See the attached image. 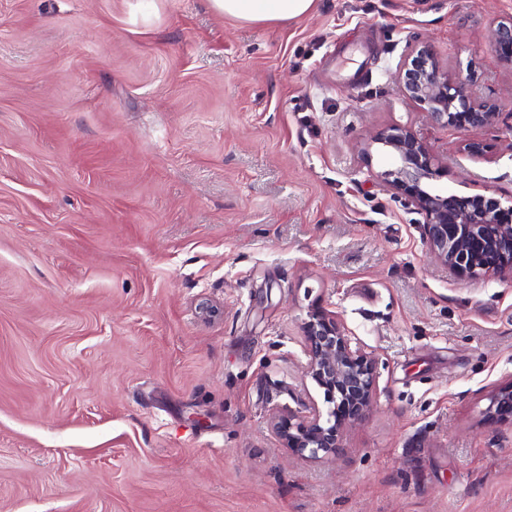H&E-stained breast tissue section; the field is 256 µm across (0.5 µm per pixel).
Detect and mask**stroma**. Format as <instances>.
<instances>
[{"mask_svg": "<svg viewBox=\"0 0 512 512\" xmlns=\"http://www.w3.org/2000/svg\"><path fill=\"white\" fill-rule=\"evenodd\" d=\"M512 0H316L278 24L207 0H0V512H512V281L454 278L374 136L439 189L512 202ZM429 47L499 115L432 122ZM484 145L473 156L469 143ZM322 310L378 360L335 455L274 413ZM491 48L512 64V16L501 18L493 23ZM487 413L491 419L512 421V381L493 393Z\"/></svg>", "mask_w": 512, "mask_h": 512, "instance_id": "1", "label": "stroma"}]
</instances>
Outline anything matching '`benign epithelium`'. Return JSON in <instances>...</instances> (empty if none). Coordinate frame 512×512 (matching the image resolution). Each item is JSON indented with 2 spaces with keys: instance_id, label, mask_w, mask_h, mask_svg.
Segmentation results:
<instances>
[{
  "instance_id": "1",
  "label": "benign epithelium",
  "mask_w": 512,
  "mask_h": 512,
  "mask_svg": "<svg viewBox=\"0 0 512 512\" xmlns=\"http://www.w3.org/2000/svg\"><path fill=\"white\" fill-rule=\"evenodd\" d=\"M492 50L512 64V16L493 23ZM407 95L439 125L484 127L496 118L494 107L467 92L470 78L443 71L427 47L413 50L401 67ZM393 168L385 181L406 195L425 215L423 240L429 252L452 274L475 277L493 273L512 279V205L495 197H459L436 188L439 168L428 145L411 131L392 127L379 133ZM307 363L305 376L324 390L330 404L279 412L272 425L286 446L297 453L328 456L342 447L347 427L371 411L377 379L375 357L352 344L336 319L313 311L303 327ZM490 418L512 420V382L496 389L487 408Z\"/></svg>"
}]
</instances>
